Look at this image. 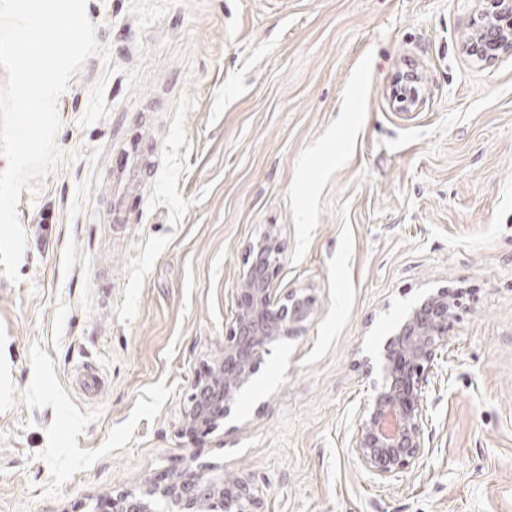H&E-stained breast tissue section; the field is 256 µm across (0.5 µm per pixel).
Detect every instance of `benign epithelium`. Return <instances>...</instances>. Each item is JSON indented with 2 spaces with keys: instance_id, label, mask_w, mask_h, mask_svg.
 <instances>
[{
  "instance_id": "obj_1",
  "label": "benign epithelium",
  "mask_w": 512,
  "mask_h": 512,
  "mask_svg": "<svg viewBox=\"0 0 512 512\" xmlns=\"http://www.w3.org/2000/svg\"><path fill=\"white\" fill-rule=\"evenodd\" d=\"M467 51L480 61L512 54V0H475ZM420 93L398 86L393 103L410 112ZM284 247L270 225L249 242L236 288V310L224 351L197 381L186 412L187 429L210 430L226 419L252 381L270 347L299 335L312 316V300L297 291L277 294L274 284ZM454 302L448 291L425 294L410 308L383 345L377 366L368 367L370 395L350 440L352 453L374 479L391 481L425 452L427 377L448 340ZM109 512H253V483L247 475L226 477L208 469L176 472L147 482L138 493L108 499Z\"/></svg>"
}]
</instances>
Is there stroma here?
Segmentation results:
<instances>
[{
  "label": "stroma",
  "instance_id": "1",
  "mask_svg": "<svg viewBox=\"0 0 512 512\" xmlns=\"http://www.w3.org/2000/svg\"><path fill=\"white\" fill-rule=\"evenodd\" d=\"M131 2L86 0L118 71L93 56L70 78L55 145L82 157L20 194L19 280L0 276V512H90L201 467L249 475L254 512H512V54L464 52L473 0H176L143 32ZM409 67L425 95L400 112ZM101 80L110 114L80 126ZM129 150L144 189L115 223ZM270 224L275 284L313 315L226 422L186 432ZM444 288L460 302L425 453L381 484L349 448L366 360Z\"/></svg>",
  "mask_w": 512,
  "mask_h": 512
}]
</instances>
